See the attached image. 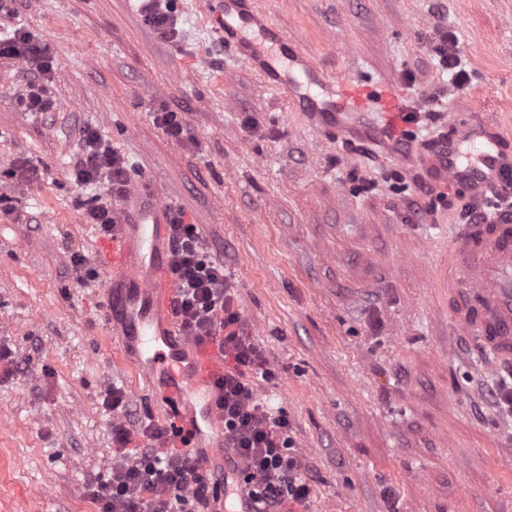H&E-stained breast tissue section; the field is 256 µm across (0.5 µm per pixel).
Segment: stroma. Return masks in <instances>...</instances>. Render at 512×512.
<instances>
[{"instance_id": "obj_1", "label": "stroma", "mask_w": 512, "mask_h": 512, "mask_svg": "<svg viewBox=\"0 0 512 512\" xmlns=\"http://www.w3.org/2000/svg\"><path fill=\"white\" fill-rule=\"evenodd\" d=\"M254 3L329 77L395 83L425 128L476 107L512 132V0ZM16 6L57 62V108L19 111L30 74L0 60V340L20 365L0 370V512H96L108 387L125 391L132 421L166 422L108 339V237L85 222L69 174L86 125L223 261L275 374L258 395L287 416L313 479L310 512H512V417L489 395L502 375L449 316L448 243L470 192L449 186L419 222L428 198L379 142L381 114L354 140L313 130L224 55L206 0H174L172 42L128 0ZM442 30L458 39L464 87L437 65ZM162 104L182 114L184 141L155 124ZM21 158L41 179L12 176Z\"/></svg>"}]
</instances>
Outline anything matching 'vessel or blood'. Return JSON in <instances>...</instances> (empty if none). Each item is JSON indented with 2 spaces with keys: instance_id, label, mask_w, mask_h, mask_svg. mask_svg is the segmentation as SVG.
I'll use <instances>...</instances> for the list:
<instances>
[{
  "instance_id": "b4317fda",
  "label": "vessel or blood",
  "mask_w": 512,
  "mask_h": 512,
  "mask_svg": "<svg viewBox=\"0 0 512 512\" xmlns=\"http://www.w3.org/2000/svg\"><path fill=\"white\" fill-rule=\"evenodd\" d=\"M248 0H209L210 20L225 54L246 60L270 86L306 112L315 128L348 127L358 112L385 116L380 132L386 142L409 126L410 110L391 83L339 79L329 81L311 56L287 36L272 31L263 12ZM256 27L262 39L241 38ZM453 137L421 145L416 164L432 169L441 184L465 182L474 195L512 193L505 176L512 170V136L491 114L470 120L449 114ZM132 193L116 211L117 222L105 251L112 279L108 318H119L123 351L137 354V369L149 380L154 398L184 447L202 466L227 457L223 418L216 407L214 383L224 375V354L217 341L175 337L170 322L176 295L167 251L166 208L158 201L140 205ZM448 290L460 295L453 321L475 335L497 367L512 366V216L464 225L448 248Z\"/></svg>"
}]
</instances>
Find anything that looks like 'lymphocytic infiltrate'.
Segmentation results:
<instances>
[{"label":"lymphocytic infiltrate","mask_w":512,"mask_h":512,"mask_svg":"<svg viewBox=\"0 0 512 512\" xmlns=\"http://www.w3.org/2000/svg\"><path fill=\"white\" fill-rule=\"evenodd\" d=\"M0 59L23 61L33 72L17 95L23 112H49L55 102L45 76L54 68L49 48L21 26L0 32ZM74 183L105 185L106 196L80 200L86 223L111 234L112 201L128 192V165L98 133L84 129ZM169 260L176 277L174 315L182 335L217 337L224 349V376L216 406L224 418V445L244 466L243 481L258 512H288L308 507L311 478L294 450L284 416L273 415L257 394L259 381L272 379L267 361L248 335L224 265L204 247L197 225L183 212L168 214ZM171 434L149 422L112 425V452L90 486L99 512H220L218 484L183 449L169 447Z\"/></svg>","instance_id":"1"}]
</instances>
